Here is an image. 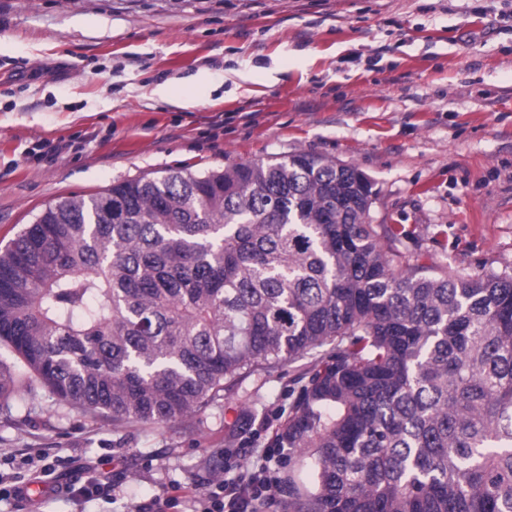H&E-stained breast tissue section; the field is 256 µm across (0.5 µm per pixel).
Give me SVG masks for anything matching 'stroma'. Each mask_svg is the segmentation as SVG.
I'll return each mask as SVG.
<instances>
[{"label":"stroma","instance_id":"obj_1","mask_svg":"<svg viewBox=\"0 0 512 512\" xmlns=\"http://www.w3.org/2000/svg\"><path fill=\"white\" fill-rule=\"evenodd\" d=\"M307 152L373 183L394 271L512 272V0H0V249L46 205ZM305 361L155 426L0 396V512H136L268 463ZM109 495L64 493L89 473Z\"/></svg>","mask_w":512,"mask_h":512}]
</instances>
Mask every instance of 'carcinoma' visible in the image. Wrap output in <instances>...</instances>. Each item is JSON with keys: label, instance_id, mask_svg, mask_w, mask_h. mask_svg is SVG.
Returning <instances> with one entry per match:
<instances>
[{"label": "carcinoma", "instance_id": "obj_1", "mask_svg": "<svg viewBox=\"0 0 512 512\" xmlns=\"http://www.w3.org/2000/svg\"><path fill=\"white\" fill-rule=\"evenodd\" d=\"M374 196L296 153L47 205L0 251V395L165 425L308 357L284 512H512V273L394 272Z\"/></svg>", "mask_w": 512, "mask_h": 512}]
</instances>
